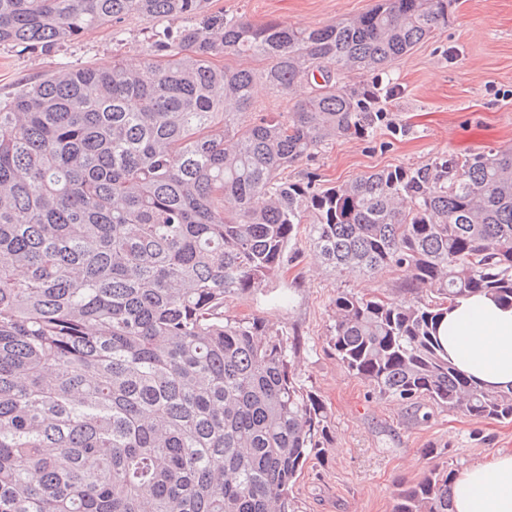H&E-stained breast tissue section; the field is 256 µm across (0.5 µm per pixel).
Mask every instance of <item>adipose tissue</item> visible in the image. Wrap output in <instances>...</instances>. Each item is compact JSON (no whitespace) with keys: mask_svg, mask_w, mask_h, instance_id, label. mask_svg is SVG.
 I'll return each mask as SVG.
<instances>
[{"mask_svg":"<svg viewBox=\"0 0 512 512\" xmlns=\"http://www.w3.org/2000/svg\"><path fill=\"white\" fill-rule=\"evenodd\" d=\"M446 323L451 361L485 386H512V307L472 295L458 301ZM448 512H512V449L464 468Z\"/></svg>","mask_w":512,"mask_h":512,"instance_id":"obj_1","label":"adipose tissue"}]
</instances>
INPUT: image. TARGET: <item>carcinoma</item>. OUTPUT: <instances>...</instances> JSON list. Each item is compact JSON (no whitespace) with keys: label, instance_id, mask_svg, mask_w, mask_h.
I'll use <instances>...</instances> for the list:
<instances>
[{"label":"carcinoma","instance_id":"carcinoma-1","mask_svg":"<svg viewBox=\"0 0 512 512\" xmlns=\"http://www.w3.org/2000/svg\"><path fill=\"white\" fill-rule=\"evenodd\" d=\"M450 4L287 27L210 0H0V45L42 53L129 16L185 21L141 61L66 68L0 102V512H295L327 411L292 333L224 301L292 264L303 224L339 277L402 273L396 296L337 292L331 342L351 375L416 410L512 423V388L482 387L442 336L460 298L512 306V150L327 189L285 176L387 123L379 77ZM351 72L371 80L350 87ZM260 83L308 92L248 120ZM454 479L431 469L393 512H448Z\"/></svg>","mask_w":512,"mask_h":512}]
</instances>
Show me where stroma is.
Masks as SVG:
<instances>
[{
	"instance_id": "35a3bbf8",
	"label": "stroma",
	"mask_w": 512,
	"mask_h": 512,
	"mask_svg": "<svg viewBox=\"0 0 512 512\" xmlns=\"http://www.w3.org/2000/svg\"><path fill=\"white\" fill-rule=\"evenodd\" d=\"M377 0H213L214 12L254 23L323 26L371 9ZM132 16L68 42L55 52L0 46V101L23 86L66 67H106L113 57L141 59L152 28ZM390 90L377 107L389 125L372 138L338 139L312 160L288 169L290 179L319 175L333 187L394 166L414 167L464 149L512 148V0H454L446 27L393 61ZM301 257L283 278L253 295L231 298L228 313L257 314L276 328L295 327L296 363L304 385L319 396L330 418V440L310 459L292 494L299 512H392L401 487L436 465L462 470L512 448V424L430 408L415 414L351 376L330 344L334 300L341 288L384 297L400 274L336 278L307 236L292 242Z\"/></svg>"
}]
</instances>
